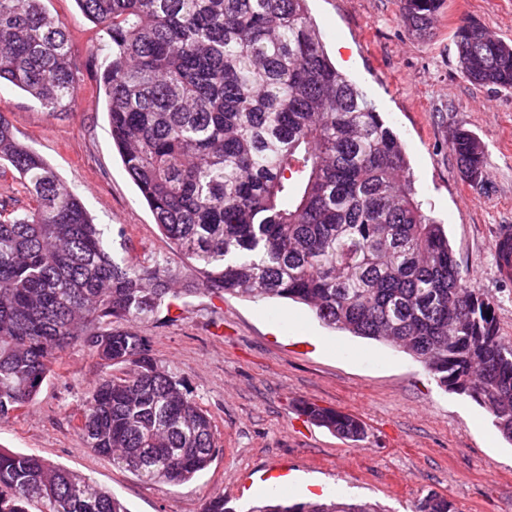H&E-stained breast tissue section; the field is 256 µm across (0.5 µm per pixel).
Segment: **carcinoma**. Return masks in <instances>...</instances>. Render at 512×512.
I'll return each mask as SVG.
<instances>
[{
	"mask_svg": "<svg viewBox=\"0 0 512 512\" xmlns=\"http://www.w3.org/2000/svg\"><path fill=\"white\" fill-rule=\"evenodd\" d=\"M103 26L100 77L112 141L160 230L195 273L117 259L79 194L0 115V166L28 203L0 201V420L28 411L66 350L112 367L77 429L112 465L154 484L203 474L214 424L154 358L135 323L198 290L292 300L327 326L418 359L512 442V342L488 294L461 274L443 225L416 198L404 146L331 62L308 0H76ZM446 0H399L418 38ZM460 73L512 89V45L475 22L455 32ZM47 112L78 107L70 36L42 0H0V82ZM459 171L479 183L484 148L459 126ZM301 415L360 442L356 416L303 402ZM0 512H129L112 490L30 453L0 450ZM251 512H380L368 501L278 502ZM414 512H453L430 492Z\"/></svg>",
	"mask_w": 512,
	"mask_h": 512,
	"instance_id": "1",
	"label": "carcinoma"
}]
</instances>
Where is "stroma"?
I'll return each mask as SVG.
<instances>
[{"label": "stroma", "instance_id": "1", "mask_svg": "<svg viewBox=\"0 0 512 512\" xmlns=\"http://www.w3.org/2000/svg\"><path fill=\"white\" fill-rule=\"evenodd\" d=\"M62 23L82 73L77 111L49 113L26 92L0 84V114L84 200L110 248L134 262L160 260L182 282L192 273L166 239L112 144L99 76L109 38L75 0H43ZM325 48L362 87L405 144L419 199L445 226L460 270L487 293L502 336L512 338V281L496 276L495 237L512 225V91L470 82L457 66L454 33L465 20L512 43V0H447L430 38L409 34L399 0H308ZM485 148L483 183L466 182L449 141L456 126ZM143 319L135 331L183 380L216 425L219 452L201 476L180 485L140 481L86 447L76 425L106 367L70 347L34 407L0 421V449L37 452L112 491L129 512H203L223 494L232 512L281 494H312L412 512L437 492L455 512H512V444L472 399L444 392L410 355L325 326L309 307L200 293ZM308 401L358 416V443L299 416Z\"/></svg>", "mask_w": 512, "mask_h": 512}]
</instances>
